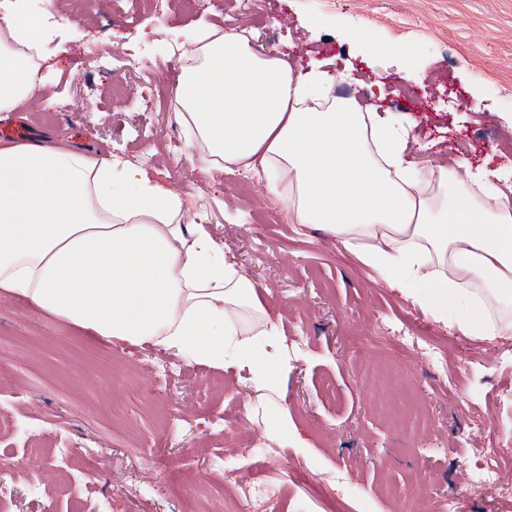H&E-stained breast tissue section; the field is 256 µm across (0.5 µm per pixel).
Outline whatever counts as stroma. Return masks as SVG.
<instances>
[{
  "mask_svg": "<svg viewBox=\"0 0 512 512\" xmlns=\"http://www.w3.org/2000/svg\"><path fill=\"white\" fill-rule=\"evenodd\" d=\"M135 14L133 24L113 20ZM50 44L66 67L49 89L65 106L44 117L41 101L0 112L42 143L121 157L182 192L205 226L255 284L296 357L271 367L256 392L251 364L216 372L176 352L91 336L28 300L0 293V414L14 432L0 440L13 473L0 512H42L56 504L84 512L97 500L112 512H209L255 473L241 432L268 448L262 477L271 512H512V335L464 336L453 311L433 316L370 270L335 237L291 223L253 177L237 198L228 168L201 173L170 105L179 67H165L169 31L223 28V0L205 13L173 0H53ZM251 45L294 73L326 69L356 89V101L405 117L407 158L417 168L464 156L499 169L512 196V0H254L240 16ZM415 71L423 80L405 82ZM411 343L395 345L398 328ZM434 343L443 368L420 349ZM287 433L272 432L274 421ZM61 440L88 457L87 485L62 492L52 459L33 461L26 444ZM496 460L505 486L476 484L478 460Z\"/></svg>",
  "mask_w": 512,
  "mask_h": 512,
  "instance_id": "obj_1",
  "label": "stroma"
}]
</instances>
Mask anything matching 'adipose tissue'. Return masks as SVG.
<instances>
[{
    "label": "adipose tissue",
    "mask_w": 512,
    "mask_h": 512,
    "mask_svg": "<svg viewBox=\"0 0 512 512\" xmlns=\"http://www.w3.org/2000/svg\"><path fill=\"white\" fill-rule=\"evenodd\" d=\"M49 31L0 20V112L52 86ZM186 46L177 118L205 170L261 169L292 223L336 237L377 278L457 329L512 334V197L467 159L435 172L406 158L409 131L352 100L334 76L293 73L239 34L172 32ZM0 290L95 335L151 343L214 368L287 361L245 339L267 312L251 279L146 172L81 147H0Z\"/></svg>",
    "instance_id": "obj_1"
}]
</instances>
